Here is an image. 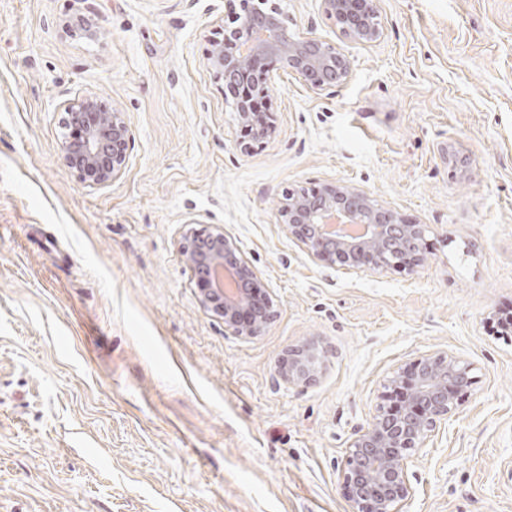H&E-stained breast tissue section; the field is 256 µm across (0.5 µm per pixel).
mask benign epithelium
<instances>
[{"label": "benign epithelium", "instance_id": "benign-epithelium-1", "mask_svg": "<svg viewBox=\"0 0 512 512\" xmlns=\"http://www.w3.org/2000/svg\"><path fill=\"white\" fill-rule=\"evenodd\" d=\"M324 12L349 38L375 42L382 36L376 0H321ZM275 57L314 91L344 84L351 61L338 46L289 30L279 11L257 0L235 25L224 27L207 65L233 90ZM237 119L255 137L270 138L277 128L273 112H250L235 98ZM70 133L62 142L64 160L81 181L104 187L125 170L132 130L123 113L93 97L64 105ZM282 223L311 256L359 271L402 269L411 272L422 259L427 226L408 224L399 212L348 184L328 183L311 192L289 189L278 209ZM181 252L196 277L203 308L224 320L237 336H256L275 315L264 283L242 257L235 239L214 226L189 229ZM320 355L303 349L288 356L283 380L309 382L317 376ZM470 369L445 351L421 356L388 380L392 401L381 405L350 444L343 479L352 512H399L411 494L406 455L421 448L467 397Z\"/></svg>", "mask_w": 512, "mask_h": 512}]
</instances>
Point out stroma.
<instances>
[{
    "label": "stroma",
    "mask_w": 512,
    "mask_h": 512,
    "mask_svg": "<svg viewBox=\"0 0 512 512\" xmlns=\"http://www.w3.org/2000/svg\"><path fill=\"white\" fill-rule=\"evenodd\" d=\"M339 45L315 92L270 61L274 137L241 148L206 57L242 0H0V512H351L348 446L389 376L447 351L470 394L412 451L401 512H512V0H377L380 40L275 0ZM124 112V174L64 163L63 104ZM345 182L428 227L414 272L308 256L286 189ZM221 225L276 316L244 338L179 243ZM326 353L286 383L291 350Z\"/></svg>",
    "instance_id": "1"
}]
</instances>
